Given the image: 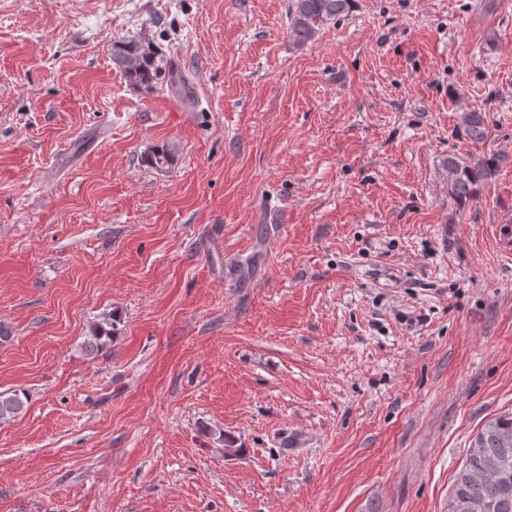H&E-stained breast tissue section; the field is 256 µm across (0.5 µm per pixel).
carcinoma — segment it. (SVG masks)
<instances>
[{
	"instance_id": "1",
	"label": "carcinoma",
	"mask_w": 512,
	"mask_h": 512,
	"mask_svg": "<svg viewBox=\"0 0 512 512\" xmlns=\"http://www.w3.org/2000/svg\"><path fill=\"white\" fill-rule=\"evenodd\" d=\"M354 0H291L288 4V35L298 45L311 41L320 26L350 12ZM112 62L130 85L149 95L163 85L182 97L193 91L184 77L174 70V63L155 39L147 36L125 37L112 43ZM464 131L473 140L487 134V116L481 111L464 114ZM149 167L169 169L173 156L165 148H154L144 155ZM496 168L493 160L471 163L459 156L448 157V195L463 205L473 199L480 183L490 178ZM116 333L110 318L93 325L85 349L98 354ZM27 395L18 391L0 392V424L22 417L27 410ZM448 512H512V414L488 422L475 437L467 463L455 479L448 501Z\"/></svg>"
}]
</instances>
